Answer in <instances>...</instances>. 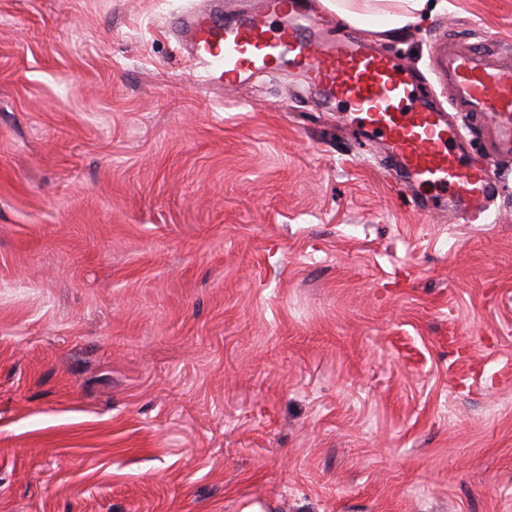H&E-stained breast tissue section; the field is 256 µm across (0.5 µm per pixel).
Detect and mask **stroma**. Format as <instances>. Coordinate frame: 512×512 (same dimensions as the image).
Returning <instances> with one entry per match:
<instances>
[{
  "label": "stroma",
  "instance_id": "1",
  "mask_svg": "<svg viewBox=\"0 0 512 512\" xmlns=\"http://www.w3.org/2000/svg\"><path fill=\"white\" fill-rule=\"evenodd\" d=\"M205 0H0V512H512V158L429 213L288 72L193 79ZM512 45L448 0L377 46Z\"/></svg>",
  "mask_w": 512,
  "mask_h": 512
}]
</instances>
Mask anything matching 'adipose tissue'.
<instances>
[{
	"mask_svg": "<svg viewBox=\"0 0 512 512\" xmlns=\"http://www.w3.org/2000/svg\"><path fill=\"white\" fill-rule=\"evenodd\" d=\"M350 24L373 22L375 30L394 32L415 23L428 9L443 10L447 0H320Z\"/></svg>",
	"mask_w": 512,
	"mask_h": 512,
	"instance_id": "ef3b65f1",
	"label": "adipose tissue"
}]
</instances>
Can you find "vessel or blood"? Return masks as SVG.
<instances>
[{
	"mask_svg": "<svg viewBox=\"0 0 512 512\" xmlns=\"http://www.w3.org/2000/svg\"><path fill=\"white\" fill-rule=\"evenodd\" d=\"M318 13L306 0H262L250 13L227 18L224 0H209L200 13L181 15L174 34L190 53L201 85L240 86L257 69L287 64L299 69L324 98H341L357 112L367 134L380 136L392 175L407 187L449 189L458 207L486 210L495 185L452 147L459 137L431 93L447 85L452 110L491 117L494 150L512 155V63L448 36L431 51L432 80H413L407 69L373 51L365 40L319 41Z\"/></svg>",
	"mask_w": 512,
	"mask_h": 512,
	"instance_id": "vessel-or-blood-1",
	"label": "vessel or blood"
}]
</instances>
